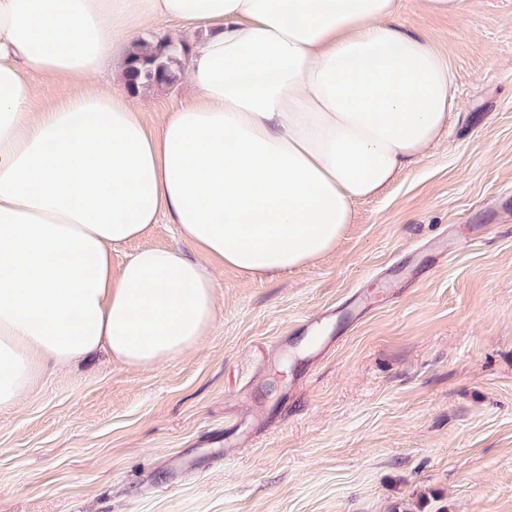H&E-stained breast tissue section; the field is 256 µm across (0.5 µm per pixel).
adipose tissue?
Wrapping results in <instances>:
<instances>
[{
	"label": "adipose tissue",
	"mask_w": 512,
	"mask_h": 512,
	"mask_svg": "<svg viewBox=\"0 0 512 512\" xmlns=\"http://www.w3.org/2000/svg\"><path fill=\"white\" fill-rule=\"evenodd\" d=\"M202 25L193 103L147 127L124 79L141 28ZM81 80L32 111L30 74ZM452 75L397 0H0V409L47 366L104 351L148 367L216 312L211 267L256 275L332 251L355 202L425 152ZM195 254L112 249L160 216Z\"/></svg>",
	"instance_id": "ef3b65f1"
}]
</instances>
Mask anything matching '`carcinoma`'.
Listing matches in <instances>:
<instances>
[{
    "instance_id": "obj_1",
    "label": "carcinoma",
    "mask_w": 512,
    "mask_h": 512,
    "mask_svg": "<svg viewBox=\"0 0 512 512\" xmlns=\"http://www.w3.org/2000/svg\"><path fill=\"white\" fill-rule=\"evenodd\" d=\"M184 40L177 42L140 40L134 45L133 60L128 65L127 83L133 90H154L175 85L186 64Z\"/></svg>"
}]
</instances>
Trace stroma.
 <instances>
[{
  "instance_id": "35a3bbf8",
  "label": "stroma",
  "mask_w": 512,
  "mask_h": 512,
  "mask_svg": "<svg viewBox=\"0 0 512 512\" xmlns=\"http://www.w3.org/2000/svg\"><path fill=\"white\" fill-rule=\"evenodd\" d=\"M399 20L453 72L444 134L314 264L216 270L189 353L47 367L0 411V512H512V0H399ZM192 100L180 82L138 105L154 127ZM180 243L164 218L112 264ZM358 292L333 353H271Z\"/></svg>"
}]
</instances>
